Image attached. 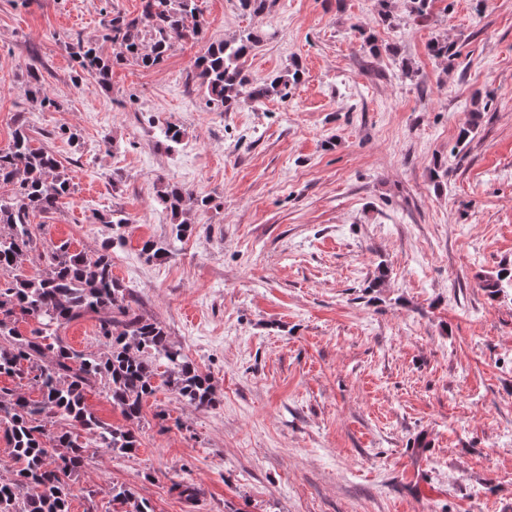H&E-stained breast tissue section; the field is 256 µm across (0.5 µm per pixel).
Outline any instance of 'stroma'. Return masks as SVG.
<instances>
[{
  "mask_svg": "<svg viewBox=\"0 0 512 512\" xmlns=\"http://www.w3.org/2000/svg\"><path fill=\"white\" fill-rule=\"evenodd\" d=\"M198 7L204 41L102 82L67 46L112 55L108 21L142 0H0V148L27 113L74 185L48 220L73 250L107 236L93 213L127 217L113 275L221 400L201 412L158 390L135 453L90 446L70 512H113L115 483L154 512H512V0H433L424 23L393 0L388 25L378 0ZM248 32L252 81L303 76L287 100L215 111L192 64ZM439 37L454 63L429 55ZM32 64L58 109L32 101ZM165 180L212 204L150 261L143 241L171 228Z\"/></svg>",
  "mask_w": 512,
  "mask_h": 512,
  "instance_id": "1",
  "label": "stroma"
}]
</instances>
